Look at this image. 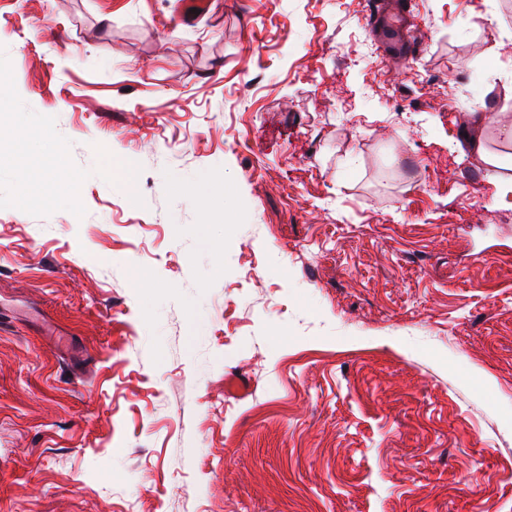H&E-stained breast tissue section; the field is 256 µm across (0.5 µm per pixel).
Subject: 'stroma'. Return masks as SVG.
Instances as JSON below:
<instances>
[{
	"instance_id": "35a3bbf8",
	"label": "stroma",
	"mask_w": 512,
	"mask_h": 512,
	"mask_svg": "<svg viewBox=\"0 0 512 512\" xmlns=\"http://www.w3.org/2000/svg\"><path fill=\"white\" fill-rule=\"evenodd\" d=\"M365 2L0 0V512H512V0ZM406 6L403 0L366 1L367 26L389 58L406 59L420 51L408 31Z\"/></svg>"
}]
</instances>
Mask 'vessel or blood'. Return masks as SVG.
I'll use <instances>...</instances> for the list:
<instances>
[{
  "label": "vessel or blood",
  "mask_w": 512,
  "mask_h": 512,
  "mask_svg": "<svg viewBox=\"0 0 512 512\" xmlns=\"http://www.w3.org/2000/svg\"><path fill=\"white\" fill-rule=\"evenodd\" d=\"M367 26L388 57L407 58L420 47L410 35L404 0H367Z\"/></svg>",
  "instance_id": "1"
}]
</instances>
